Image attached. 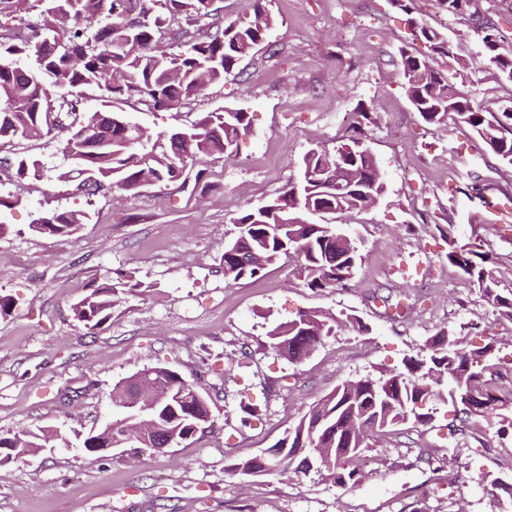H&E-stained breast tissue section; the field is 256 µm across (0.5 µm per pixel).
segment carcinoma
Listing matches in <instances>:
<instances>
[{"mask_svg":"<svg viewBox=\"0 0 512 512\" xmlns=\"http://www.w3.org/2000/svg\"><path fill=\"white\" fill-rule=\"evenodd\" d=\"M215 0H0V17L23 18L36 11L40 24L32 28L33 40L24 47L0 41V142L35 140L54 131L66 133L62 152L72 169L64 173L82 178L81 188L89 193L117 188L138 193L143 188L179 180L188 166L215 154L230 155L239 139L250 131L248 112L225 108L208 112L180 130L179 149H166L160 133L156 139L134 135L130 120L122 112L90 111L84 89L96 86L115 103L134 96L147 97L156 109L174 106L203 94L211 85L224 81L234 65L251 55L264 41L273 18L255 0L254 18L234 21L211 31L217 9ZM450 16L469 24L495 27L478 6L464 0L467 14L458 10V0H436ZM179 19L196 28L167 30ZM169 34L168 47L159 40ZM418 37L433 52L448 55L447 38L422 22ZM499 43L486 47L488 63L512 79V56L498 52ZM28 52L36 67L23 69L11 56ZM407 98L422 119L444 124L448 106L460 112L493 153L512 164V112L488 113L470 92L457 87L448 74L435 67L433 58L407 54L402 59ZM345 164L346 176L377 166L375 156L353 138L332 151L311 149L300 162L304 189L299 206L284 211L288 195L245 210L234 220L237 234L224 244V251L242 254L247 264L240 267L222 255L224 277L237 282L261 276L267 266L290 253L298 261V275L311 289L333 288L354 276L360 260L356 240L347 241L333 225L312 224L313 216L361 211L372 201L346 187L324 190L319 180L325 169ZM16 177L38 176L41 163L21 157L14 162ZM87 214L71 210L45 213L33 220L39 233L69 236L77 232ZM448 261L478 286L499 316L512 321V293L503 296L486 267L484 255L471 248H450ZM140 287L132 276L106 275L86 295L70 305L74 320L88 329L104 324L122 295ZM352 325L367 326L347 314L301 311L292 320L268 332L270 347L289 361L305 357L325 336ZM475 349L456 347L440 333L426 344L423 358L403 360V369L377 377L346 380L335 391L311 406L294 431L278 440L269 451L278 456L281 470L296 463L294 449L301 439L324 454L321 467L341 472L344 481H358L361 459L369 442L386 429L410 419L424 422L425 409L443 398L440 386L449 384L451 403L468 393L484 401L478 416L496 427V434L512 435V389L500 384L501 364L494 361V335ZM112 406L129 414L142 409L152 414L162 431L179 441L195 436L198 426L211 416L208 398L197 385L165 366L145 368L112 388ZM59 439L51 427L0 434V448H27L36 452ZM61 440V439H59ZM61 444L68 445L66 440ZM264 455L245 456L229 465L226 474L239 479L264 468Z\"/></svg>","mask_w":512,"mask_h":512,"instance_id":"carcinoma-1","label":"carcinoma"}]
</instances>
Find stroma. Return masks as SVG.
Instances as JSON below:
<instances>
[{"label": "stroma", "instance_id": "stroma-1", "mask_svg": "<svg viewBox=\"0 0 512 512\" xmlns=\"http://www.w3.org/2000/svg\"><path fill=\"white\" fill-rule=\"evenodd\" d=\"M266 6L273 27L223 83L165 111L145 97L114 105L154 132L245 109L250 134L232 157L206 158L202 180L134 198L87 195L66 178L58 139L0 145V154L43 166L37 178H0L1 195L21 198L0 236V295L11 300L0 315V433L100 428L113 386L159 364L194 381L211 406L210 421L176 448L130 458L59 448L0 465V512H512V498L492 484L512 483V437L498 439L485 419L441 401L431 421L391 428L367 448L354 484L313 471L235 481L224 473L243 453L274 445L343 381L400 369L438 332L466 347L491 327L497 355L512 360V322L448 260L450 245L474 247L500 290L512 289V165L464 123L424 122L402 70L403 55L431 53L412 34L411 19H421L452 45L436 68L490 110L512 105V80L489 66L481 34L436 0H415L410 14L390 0ZM361 112L369 120L358 121ZM357 121L386 190L377 206L331 218L358 243L354 276L311 290L296 260L283 258L262 277L225 279L235 218L281 195L299 180L305 152L334 148ZM70 210L89 215L74 235L30 228L40 212ZM108 270L144 288L91 330L70 305ZM301 310L351 314L366 329L323 337L292 364L269 348L268 333Z\"/></svg>", "mask_w": 512, "mask_h": 512}]
</instances>
